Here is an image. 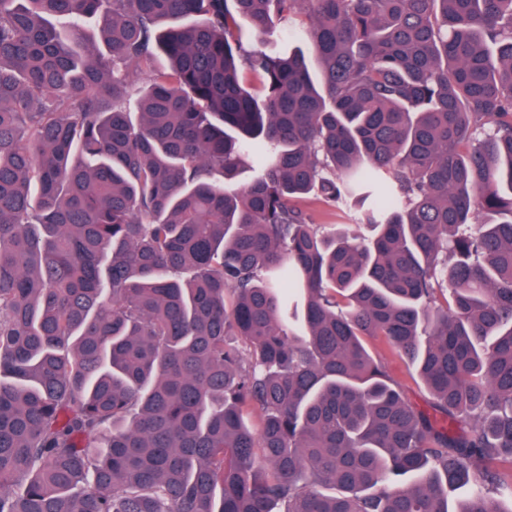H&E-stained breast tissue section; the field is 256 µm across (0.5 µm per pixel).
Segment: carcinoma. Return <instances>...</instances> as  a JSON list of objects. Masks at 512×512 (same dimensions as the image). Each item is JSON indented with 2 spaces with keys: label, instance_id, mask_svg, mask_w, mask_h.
<instances>
[{
  "label": "carcinoma",
  "instance_id": "obj_1",
  "mask_svg": "<svg viewBox=\"0 0 512 512\" xmlns=\"http://www.w3.org/2000/svg\"><path fill=\"white\" fill-rule=\"evenodd\" d=\"M0 512H512V0H0ZM379 354L387 365L389 373L401 384L409 400L418 408L429 409V392L416 373L410 371L397 354L386 346L379 348Z\"/></svg>",
  "mask_w": 512,
  "mask_h": 512
}]
</instances>
